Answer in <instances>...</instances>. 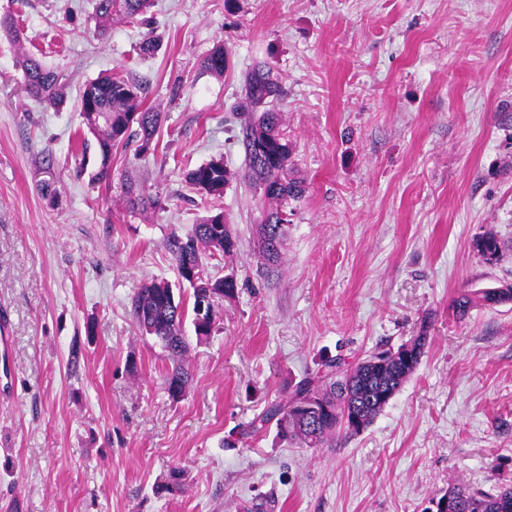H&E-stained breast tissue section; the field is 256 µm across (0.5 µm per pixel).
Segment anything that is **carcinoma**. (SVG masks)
<instances>
[{
    "label": "carcinoma",
    "mask_w": 512,
    "mask_h": 512,
    "mask_svg": "<svg viewBox=\"0 0 512 512\" xmlns=\"http://www.w3.org/2000/svg\"><path fill=\"white\" fill-rule=\"evenodd\" d=\"M150 0H96L95 15L99 36H105L112 26V18L135 20L144 14ZM226 53L223 46L216 47L202 61V68L214 75L224 74ZM27 93L49 107H59L66 100L67 86L62 76L45 67L40 59L25 55L21 60ZM281 86L271 76L270 69L259 66L249 72L241 87V107L246 112H260L249 120L244 129L243 144L246 154L248 177L262 190L263 195L276 201L277 207L268 212L260 224L259 236L262 250L263 273L270 274L278 268L281 251L287 239L288 227L282 223L285 204L302 196L301 182L288 179V161L291 144L280 128L278 113L268 104L279 98ZM146 86L135 80L121 68L101 75L86 83L81 91L82 122L96 139L101 158L98 171L92 181L111 186L112 147L117 144L136 145L135 152L144 151V143L153 140L161 122L160 113L144 107ZM186 180L204 197H219L229 180L223 158H213L186 174ZM126 204L144 210L159 206V200L146 194L130 178L124 182ZM221 214L210 215L194 224L183 235L171 233L167 247L174 256L176 269L186 265H204L205 257L213 252L230 255L237 241L230 225L224 230L216 228ZM477 250L488 260L499 254L497 237L488 233L476 242ZM190 290L192 306L186 305L181 293L171 302V284L164 280H152L140 285L132 298V313L140 327L153 328L157 339L175 367L165 376L166 389L179 382L189 385L191 374L183 364L187 350L184 333L186 320L198 328L197 307L207 290L224 288L234 293L236 284H226L219 277L194 284L186 282ZM512 301V286L483 289L465 293L454 301L456 315L464 317L478 305H495ZM420 358L404 362L398 353L387 349L372 353L366 358L349 364L342 358L321 364L315 375L301 380L284 402H272L257 415L246 428V434L258 433L269 423L276 422L277 436L291 438L306 448H322L344 429L345 413H356L359 424L367 428L384 409L387 402L378 393L387 389L398 392L419 364ZM313 395L329 412L320 419H309L295 412L291 405L305 396ZM462 504L459 512H512V487L496 493L474 491L464 484L448 488Z\"/></svg>",
    "instance_id": "obj_1"
}]
</instances>
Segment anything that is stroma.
Instances as JSON below:
<instances>
[{"mask_svg": "<svg viewBox=\"0 0 512 512\" xmlns=\"http://www.w3.org/2000/svg\"><path fill=\"white\" fill-rule=\"evenodd\" d=\"M93 14L94 0H0L19 30L0 31V512H245L259 497L274 512H425L450 486L512 480V303L453 310L512 285V0H154L149 24L103 39ZM148 34L159 48L144 57ZM219 46L216 77L201 62ZM36 51L68 80L59 108L24 91L18 60ZM260 62L305 186L270 279L256 237L271 203L235 110ZM116 67L164 121L154 151L113 148L106 190L74 134L83 84ZM217 156L229 181L201 197L185 175ZM128 175L159 208L123 202ZM219 212L238 245L207 269L234 270L238 288L190 338L174 400L131 298L176 283L168 236ZM489 232L493 262L475 246ZM415 336L417 368L363 431L322 448L272 424L246 434L322 360ZM511 301L512 286L505 285L500 288H489L462 294L454 301L453 307L456 315L462 318L471 308L478 305H495Z\"/></svg>", "mask_w": 512, "mask_h": 512, "instance_id": "1", "label": "stroma"}]
</instances>
